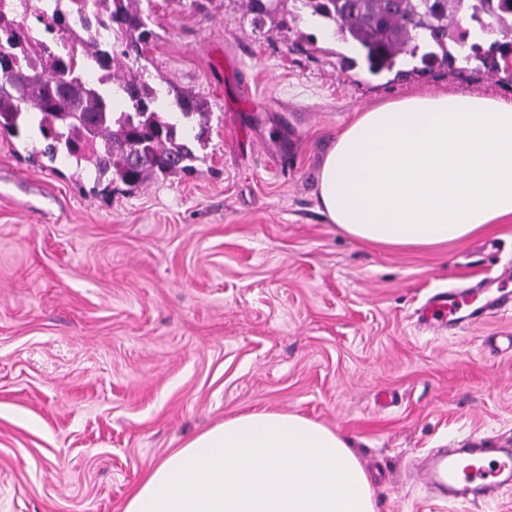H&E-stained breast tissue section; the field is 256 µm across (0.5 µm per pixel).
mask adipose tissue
Listing matches in <instances>:
<instances>
[{
    "instance_id": "ef3b65f1",
    "label": "adipose tissue",
    "mask_w": 512,
    "mask_h": 512,
    "mask_svg": "<svg viewBox=\"0 0 512 512\" xmlns=\"http://www.w3.org/2000/svg\"><path fill=\"white\" fill-rule=\"evenodd\" d=\"M319 210L353 240L431 249L512 222V98L413 96L358 113ZM124 512H376L344 437L306 417L229 418L152 467Z\"/></svg>"
}]
</instances>
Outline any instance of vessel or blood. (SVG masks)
<instances>
[{"instance_id": "1", "label": "vessel or blood", "mask_w": 512, "mask_h": 512, "mask_svg": "<svg viewBox=\"0 0 512 512\" xmlns=\"http://www.w3.org/2000/svg\"><path fill=\"white\" fill-rule=\"evenodd\" d=\"M472 301L469 288L439 292L427 299L420 315L429 328L438 331L456 324L458 312ZM420 479L448 501L481 500L512 487V450L480 444L451 448L432 456L421 469Z\"/></svg>"}]
</instances>
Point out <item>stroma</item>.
<instances>
[{
	"label": "stroma",
	"mask_w": 512,
	"mask_h": 512,
	"mask_svg": "<svg viewBox=\"0 0 512 512\" xmlns=\"http://www.w3.org/2000/svg\"><path fill=\"white\" fill-rule=\"evenodd\" d=\"M281 0H152L137 67L159 97L205 98L190 175L101 193L0 133V512H123L149 468L244 413L339 431L377 512H512L448 503L427 457L476 438L512 448V310L433 332L444 288L512 267V223L421 251L360 244L318 208L328 146L358 112L419 94L511 97L512 78L455 65L371 73Z\"/></svg>",
	"instance_id": "1"
}]
</instances>
